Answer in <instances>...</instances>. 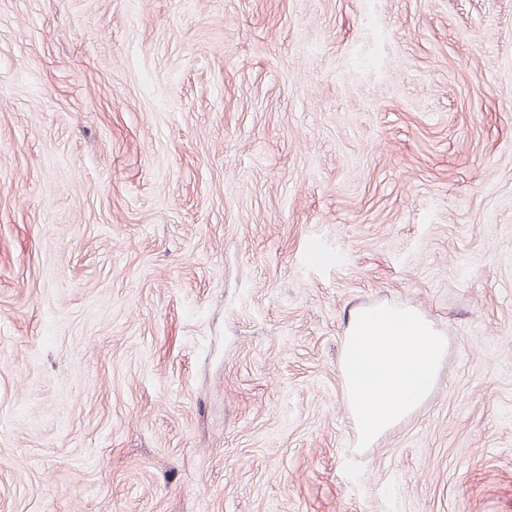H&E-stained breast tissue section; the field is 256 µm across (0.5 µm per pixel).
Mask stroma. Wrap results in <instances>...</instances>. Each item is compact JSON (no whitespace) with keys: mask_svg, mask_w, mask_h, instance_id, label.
<instances>
[{"mask_svg":"<svg viewBox=\"0 0 512 512\" xmlns=\"http://www.w3.org/2000/svg\"><path fill=\"white\" fill-rule=\"evenodd\" d=\"M0 512H512V0H0Z\"/></svg>","mask_w":512,"mask_h":512,"instance_id":"35a3bbf8","label":"stroma"}]
</instances>
